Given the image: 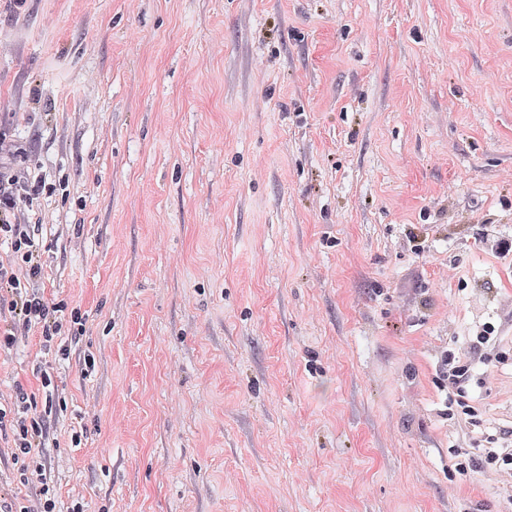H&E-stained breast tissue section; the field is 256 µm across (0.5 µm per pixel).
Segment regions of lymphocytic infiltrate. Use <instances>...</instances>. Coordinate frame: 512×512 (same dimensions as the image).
<instances>
[{
	"label": "lymphocytic infiltrate",
	"instance_id": "f902f5d3",
	"mask_svg": "<svg viewBox=\"0 0 512 512\" xmlns=\"http://www.w3.org/2000/svg\"><path fill=\"white\" fill-rule=\"evenodd\" d=\"M16 156L14 142L0 137V349H13L35 335L43 350L64 360L69 356L64 335H83L85 320L66 299L47 298L39 286L44 277L42 253L23 206L43 196L46 181L41 175L15 169ZM498 333V327L487 322L468 337L462 352H440L436 374L448 385L449 419L480 427L479 410L468 392L471 369L480 364L491 370L511 359L500 351ZM36 375L37 392L18 384L0 400V441L10 452L17 484L38 487L39 492L32 499L0 496V512H56L43 449L60 378L46 367ZM483 440V448L475 452L452 449L455 469L462 474L473 470L512 478V427L484 434Z\"/></svg>",
	"mask_w": 512,
	"mask_h": 512
}]
</instances>
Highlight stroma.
I'll use <instances>...</instances> for the list:
<instances>
[{
	"label": "stroma",
	"mask_w": 512,
	"mask_h": 512,
	"mask_svg": "<svg viewBox=\"0 0 512 512\" xmlns=\"http://www.w3.org/2000/svg\"><path fill=\"white\" fill-rule=\"evenodd\" d=\"M1 135L86 319L60 508L512 512L435 379L483 323L512 350L475 245L512 236V0H0ZM45 360L0 352V391ZM475 375L512 425V367Z\"/></svg>",
	"instance_id": "1"
}]
</instances>
